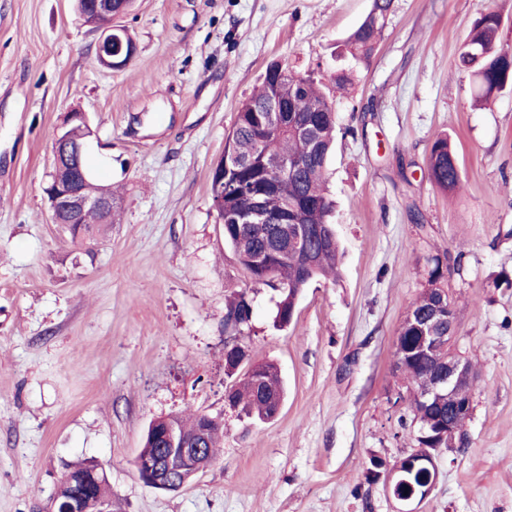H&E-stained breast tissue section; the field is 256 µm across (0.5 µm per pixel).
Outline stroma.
<instances>
[{"label":"stroma","instance_id":"35a3bbf8","mask_svg":"<svg viewBox=\"0 0 512 512\" xmlns=\"http://www.w3.org/2000/svg\"><path fill=\"white\" fill-rule=\"evenodd\" d=\"M371 8L135 0L115 23L136 55L110 70L74 0H0V512H47L65 465L87 460L105 472L112 512H400L368 471L417 446L393 343L449 254L463 257L444 286L454 347L477 374L473 411L416 510L512 512V288L493 285L512 277V89L478 105L457 65L490 10L512 48V0H394L369 61L329 97L340 273L305 288L287 327L225 245L211 199V169L267 66L329 78ZM73 110L95 131L96 179L121 196L117 223L82 244L49 223L43 192ZM442 132L462 171L448 193L427 172ZM244 288L253 315L235 335L224 315ZM233 338L280 370L271 421L224 403L243 376L224 366ZM188 410L219 418L215 461L179 491L146 487L134 458L148 424Z\"/></svg>","mask_w":512,"mask_h":512}]
</instances>
